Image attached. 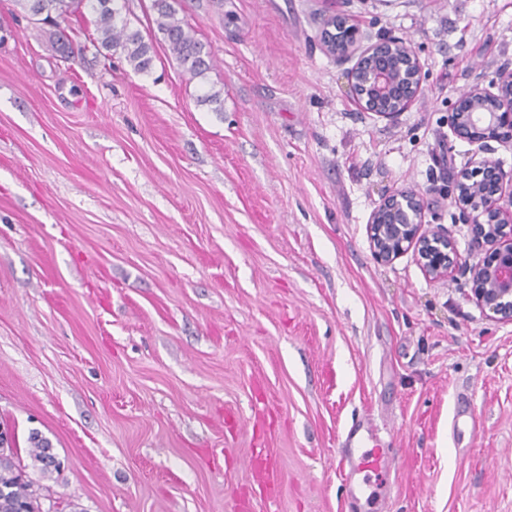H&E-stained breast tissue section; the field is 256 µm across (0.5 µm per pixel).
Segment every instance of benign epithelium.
<instances>
[{
  "mask_svg": "<svg viewBox=\"0 0 512 512\" xmlns=\"http://www.w3.org/2000/svg\"><path fill=\"white\" fill-rule=\"evenodd\" d=\"M354 28L348 18H327L321 34L325 50L351 64L346 78L353 100L364 112L391 120L421 95V65L406 39L386 35L363 47L359 33L338 49L330 40L337 26ZM448 137L475 146L471 167L453 179L452 203L458 220L471 226L469 253L483 258L468 266L470 300L481 314L512 323V170L488 157L491 140L512 144V74L486 87L477 81L459 95ZM425 200L414 188L383 195L373 209L367 237L372 256L389 263L412 253L424 276L448 279L467 258L448 230L425 223Z\"/></svg>",
  "mask_w": 512,
  "mask_h": 512,
  "instance_id": "7a95c632",
  "label": "benign epithelium"
}]
</instances>
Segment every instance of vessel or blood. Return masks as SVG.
Instances as JSON below:
<instances>
[{
  "label": "vessel or blood",
  "mask_w": 512,
  "mask_h": 512,
  "mask_svg": "<svg viewBox=\"0 0 512 512\" xmlns=\"http://www.w3.org/2000/svg\"><path fill=\"white\" fill-rule=\"evenodd\" d=\"M474 409L468 397L458 399L451 420L454 435H461L465 429L476 427ZM375 429L370 424L358 422L350 427L340 451L338 469L345 478L346 500L350 507H357L361 498H374L380 474L391 468L392 458L381 448L371 447L370 441Z\"/></svg>",
  "instance_id": "1"
}]
</instances>
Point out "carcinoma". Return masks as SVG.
<instances>
[{
	"instance_id": "obj_1",
	"label": "carcinoma",
	"mask_w": 512,
	"mask_h": 512,
	"mask_svg": "<svg viewBox=\"0 0 512 512\" xmlns=\"http://www.w3.org/2000/svg\"><path fill=\"white\" fill-rule=\"evenodd\" d=\"M117 0H15L16 6L32 20L45 21L72 13L87 12L92 15L98 38L97 48L107 52L121 54L128 65L139 73L151 69L153 62V44L145 41L137 30L129 27L128 20L121 17ZM156 10L155 24L162 35L167 50L193 78H202L211 67V59L204 51L203 44L195 37L191 26L177 18V11L169 0H153ZM28 442L31 445L33 460L46 474L54 469L48 462L50 441L37 432H30ZM33 483L25 479L24 471L13 449L0 451V512H41L38 498L32 490Z\"/></svg>"
}]
</instances>
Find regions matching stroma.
<instances>
[{"label":"stroma","instance_id":"1","mask_svg":"<svg viewBox=\"0 0 512 512\" xmlns=\"http://www.w3.org/2000/svg\"><path fill=\"white\" fill-rule=\"evenodd\" d=\"M210 52L189 79L89 47L90 15L0 0V425L43 512H340L338 450L372 417L388 512H512V323L469 276L372 256L382 194H424L460 251L440 145L460 92L512 65V0H172ZM410 41L420 99L361 111L321 48L330 15ZM223 109L198 105L210 89ZM478 427L454 445L459 394ZM61 462L42 474L28 435ZM278 467L265 498L252 465Z\"/></svg>","mask_w":512,"mask_h":512}]
</instances>
